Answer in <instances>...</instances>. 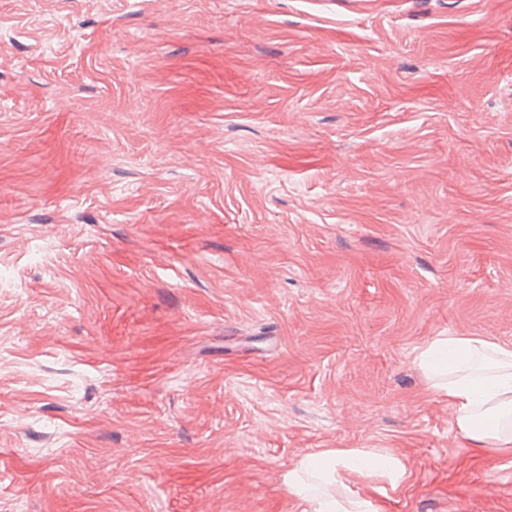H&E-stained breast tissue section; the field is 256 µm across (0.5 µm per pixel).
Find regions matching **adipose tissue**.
Returning a JSON list of instances; mask_svg holds the SVG:
<instances>
[{
    "instance_id": "ef3b65f1",
    "label": "adipose tissue",
    "mask_w": 512,
    "mask_h": 512,
    "mask_svg": "<svg viewBox=\"0 0 512 512\" xmlns=\"http://www.w3.org/2000/svg\"><path fill=\"white\" fill-rule=\"evenodd\" d=\"M415 362L453 410L455 430L484 448L512 452V346L482 336H437ZM379 478L403 487L410 471L399 456L376 448L309 454L288 472V490L312 512H373L370 497L356 494V478Z\"/></svg>"
}]
</instances>
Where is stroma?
Returning a JSON list of instances; mask_svg holds the SVG:
<instances>
[{"instance_id":"35a3bbf8","label":"stroma","mask_w":512,"mask_h":512,"mask_svg":"<svg viewBox=\"0 0 512 512\" xmlns=\"http://www.w3.org/2000/svg\"><path fill=\"white\" fill-rule=\"evenodd\" d=\"M512 345V0H0V512H512L414 361ZM372 477L395 490L408 482L410 471L400 456L376 448L325 450L303 457L288 471V491L310 503L312 512H373L372 499L355 494L349 484ZM321 484L331 491L321 490Z\"/></svg>"}]
</instances>
